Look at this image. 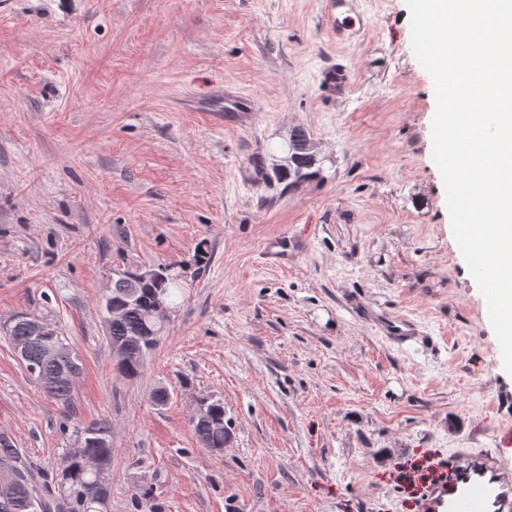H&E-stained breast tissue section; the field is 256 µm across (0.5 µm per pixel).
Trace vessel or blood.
Wrapping results in <instances>:
<instances>
[{
  "instance_id": "vessel-or-blood-1",
  "label": "vessel or blood",
  "mask_w": 512,
  "mask_h": 512,
  "mask_svg": "<svg viewBox=\"0 0 512 512\" xmlns=\"http://www.w3.org/2000/svg\"><path fill=\"white\" fill-rule=\"evenodd\" d=\"M360 21L354 0H331L329 24L337 38H353ZM319 82L326 95L345 94L349 70L342 63L328 62L320 70ZM211 109L249 112L253 100L228 87L216 94ZM420 512H512V462L485 450L457 449L448 459L447 485L429 488Z\"/></svg>"
}]
</instances>
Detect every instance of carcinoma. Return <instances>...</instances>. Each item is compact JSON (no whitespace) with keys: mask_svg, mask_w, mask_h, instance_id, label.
Listing matches in <instances>:
<instances>
[{"mask_svg":"<svg viewBox=\"0 0 512 512\" xmlns=\"http://www.w3.org/2000/svg\"><path fill=\"white\" fill-rule=\"evenodd\" d=\"M315 165L314 155L310 152H301L297 155L288 153L286 164L277 169L279 178L291 180V183L304 182L315 176L312 168ZM177 273L170 265H160L155 269L152 280L142 283L136 280L133 272L128 273L124 287L133 291L138 303L129 309L127 316L120 322L112 324L109 329L110 340L118 341L125 338H134L142 335L146 328V316L158 300L168 301L173 288L177 287ZM164 327L155 329L152 336L139 344L131 346L123 359L117 362L115 370L125 378H135L142 372L143 360L146 354L154 349L159 341ZM9 340L13 345L23 344L28 348L32 359L39 360L44 353V342L37 337L27 334L23 321L13 324ZM49 340L63 344V357L59 361H47L44 367L38 368L34 374L35 379L42 376L55 375L56 382L51 387L44 388V392L58 401L68 405L71 402L73 388L58 374L72 365L79 364V357L66 343V338L58 330H53ZM194 434L198 442L212 450L224 448L230 443V432L224 424V404L219 401H209L204 411L191 419ZM9 464L21 469V481L29 488L30 493L11 494L0 490V512H34L30 499L42 500L46 512H98V488L92 477L84 469L83 459L64 455L59 464L58 484L66 486L67 503L63 504L46 495H40L31 483V466L23 460L14 442L0 445V466Z\"/></svg>","mask_w":512,"mask_h":512,"instance_id":"carcinoma-1","label":"carcinoma"}]
</instances>
